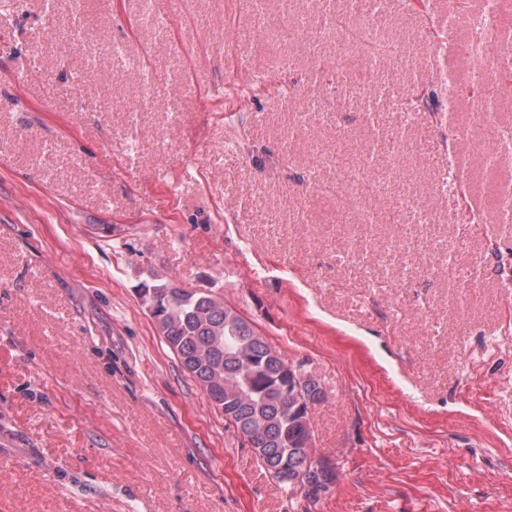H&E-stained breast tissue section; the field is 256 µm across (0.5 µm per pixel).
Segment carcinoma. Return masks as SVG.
Masks as SVG:
<instances>
[{"mask_svg": "<svg viewBox=\"0 0 512 512\" xmlns=\"http://www.w3.org/2000/svg\"><path fill=\"white\" fill-rule=\"evenodd\" d=\"M143 288L144 305L161 309L156 330L182 368L195 381L224 386L237 398L235 426L242 433L272 434L286 449L291 443L314 442L312 414H294L293 399L276 389V365L246 362L273 347L241 314L212 292H193L163 280Z\"/></svg>", "mask_w": 512, "mask_h": 512, "instance_id": "1", "label": "carcinoma"}]
</instances>
